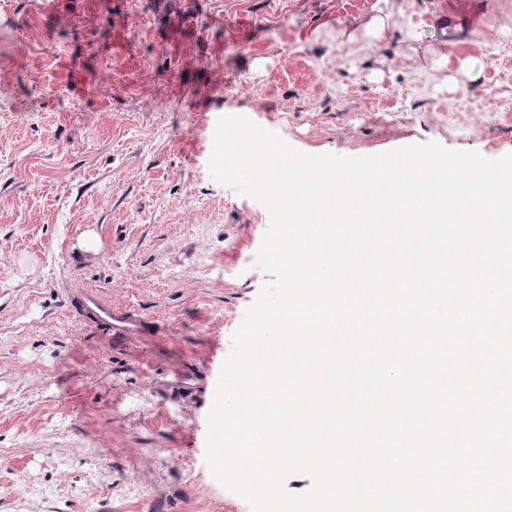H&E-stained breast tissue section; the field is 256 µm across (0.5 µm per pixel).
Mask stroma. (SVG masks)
Listing matches in <instances>:
<instances>
[{"instance_id": "35a3bbf8", "label": "stroma", "mask_w": 512, "mask_h": 512, "mask_svg": "<svg viewBox=\"0 0 512 512\" xmlns=\"http://www.w3.org/2000/svg\"><path fill=\"white\" fill-rule=\"evenodd\" d=\"M377 2L0 0V512H251L205 438L270 218L210 177L218 119L311 154H512V0H389L372 51L348 35ZM80 292L142 329L85 324Z\"/></svg>"}]
</instances>
